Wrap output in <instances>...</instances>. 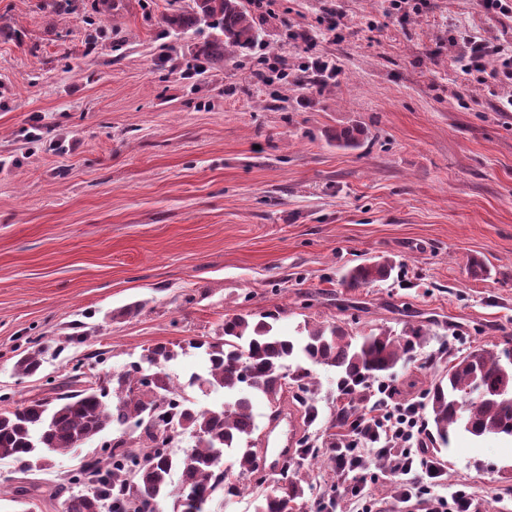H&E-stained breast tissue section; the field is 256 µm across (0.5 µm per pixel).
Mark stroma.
<instances>
[{"mask_svg":"<svg viewBox=\"0 0 512 512\" xmlns=\"http://www.w3.org/2000/svg\"><path fill=\"white\" fill-rule=\"evenodd\" d=\"M54 3L0 0V394L45 397L94 352L105 354L97 373L120 371L148 346L269 309L287 333L307 320L357 336L422 327L426 343L385 378L396 400L420 405L455 356L512 349V112L501 106L512 83L493 91L461 73L452 39L462 28L512 42V19L478 0L392 16L386 0H270L256 24L289 69L320 57L339 71L321 93L262 91L237 59L185 80L192 36L178 42L179 67L164 64L168 0H124L93 43L94 0L67 13ZM355 125L359 149L330 141ZM34 126L41 138L26 143ZM384 259L397 276L342 287L348 268ZM35 343L41 372L18 375ZM317 381L306 435L318 447L351 402L334 371ZM115 437L103 431L28 478L54 485ZM364 458L348 483L401 512L393 476ZM436 459L443 494L463 486L475 512H512L511 439L458 432ZM301 474L311 490L296 512L336 494L328 457Z\"/></svg>","mask_w":512,"mask_h":512,"instance_id":"obj_1","label":"stroma"}]
</instances>
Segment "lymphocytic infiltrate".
<instances>
[{"mask_svg": "<svg viewBox=\"0 0 512 512\" xmlns=\"http://www.w3.org/2000/svg\"><path fill=\"white\" fill-rule=\"evenodd\" d=\"M459 38L466 47L457 59L462 72L512 81V45L491 43L466 32L460 33ZM425 430L420 408L415 403L371 408L358 417L349 447L337 450V476L363 469L360 448L370 445L397 477L400 499L413 512H471L473 500L466 492L459 490L448 497L438 494L443 471L424 450Z\"/></svg>", "mask_w": 512, "mask_h": 512, "instance_id": "f902f5d3", "label": "lymphocytic infiltrate"}]
</instances>
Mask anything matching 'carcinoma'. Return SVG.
<instances>
[{"instance_id": "1", "label": "carcinoma", "mask_w": 512, "mask_h": 512, "mask_svg": "<svg viewBox=\"0 0 512 512\" xmlns=\"http://www.w3.org/2000/svg\"><path fill=\"white\" fill-rule=\"evenodd\" d=\"M249 0H189L162 17L163 33L170 36L190 31L206 33L194 54L193 70L226 57L251 55L266 42L256 27ZM360 128L342 129L333 135L343 147L359 146ZM396 264L391 260L359 264L342 277L345 288H360L389 279ZM279 311L259 317L235 315L224 320L222 332L191 339L185 344H158L147 349L155 367L151 390L137 388L139 365L104 376L85 371L76 363L51 387L52 399L18 402L0 394V460H12L25 474L40 467L54 453H66L106 429L140 431L142 447L115 444L104 453L85 455L79 466L66 474L48 493L62 500L64 512H96L109 504L110 512H154L161 500H172V512H206L220 493L237 496L244 480L257 472L252 436L256 425L251 397L262 396L279 408L289 371L296 387L293 403L304 423L318 416L316 376L318 368L334 369L344 395L355 398L399 362L414 357L426 340L419 327L400 334L391 331L353 336L336 323L306 321L298 335L281 332ZM203 351L208 370L194 377L198 387L224 388V406L205 408L185 396L166 371V364L186 349ZM43 365V349L32 348L15 363L23 376L36 375ZM426 407L435 428L436 452L448 446L450 431L461 429L472 436L503 435L512 438V351L480 348L448 362V369L425 392ZM189 433L195 443L182 455L161 452L172 433ZM320 456L317 448L296 442V449L272 478L271 491L256 495L254 512H290L306 495L304 479L290 471L292 463ZM183 475L180 486L192 490L189 499L171 487L172 470Z\"/></svg>"}]
</instances>
